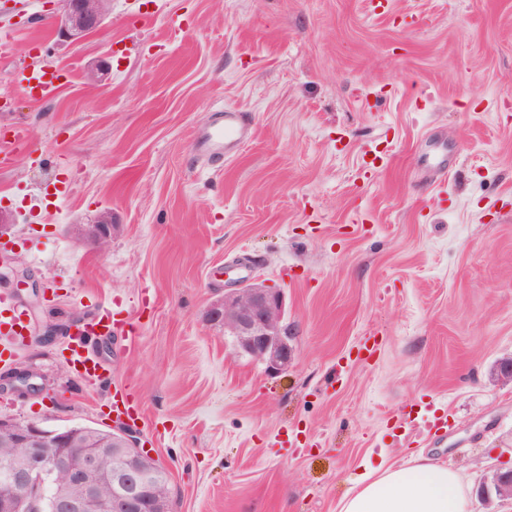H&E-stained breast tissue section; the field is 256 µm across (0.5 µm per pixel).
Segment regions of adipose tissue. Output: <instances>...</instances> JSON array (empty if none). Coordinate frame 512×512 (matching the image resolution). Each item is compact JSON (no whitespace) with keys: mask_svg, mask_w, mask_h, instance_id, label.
<instances>
[{"mask_svg":"<svg viewBox=\"0 0 512 512\" xmlns=\"http://www.w3.org/2000/svg\"><path fill=\"white\" fill-rule=\"evenodd\" d=\"M339 512H471L458 472L418 453L381 460L339 503Z\"/></svg>","mask_w":512,"mask_h":512,"instance_id":"ef3b65f1","label":"adipose tissue"}]
</instances>
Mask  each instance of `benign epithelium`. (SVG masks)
Returning <instances> with one entry per match:
<instances>
[{"mask_svg":"<svg viewBox=\"0 0 512 512\" xmlns=\"http://www.w3.org/2000/svg\"><path fill=\"white\" fill-rule=\"evenodd\" d=\"M63 13L56 21L59 36L71 42L100 32L105 20L107 0H62ZM112 213L99 214L87 231L91 242L112 240ZM14 282L30 289L27 307L46 300L45 292L34 280H23L18 257L0 252V285ZM285 295L282 289L263 282L249 283L243 278L224 283V298L212 304L207 321L234 337L235 353L265 366L270 374L288 369L295 356L292 337L282 325ZM39 373L31 365L15 367L0 377V392L36 395ZM21 466H1L0 482L22 490L11 499L0 501V512H38L41 505L34 498L36 489L46 483H72L80 487L77 495L60 494L50 504L51 512H167L163 500L147 478L148 469L141 458L131 452L139 448L132 432L112 430V447L99 448L73 428L49 429L27 422L12 431ZM112 457L117 465L103 471V460ZM110 493L102 494L103 487ZM499 496H512V469L500 472L492 481Z\"/></svg>","mask_w":512,"mask_h":512,"instance_id":"1","label":"benign epithelium"}]
</instances>
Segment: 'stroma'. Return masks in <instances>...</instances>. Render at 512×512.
<instances>
[{
	"mask_svg": "<svg viewBox=\"0 0 512 512\" xmlns=\"http://www.w3.org/2000/svg\"><path fill=\"white\" fill-rule=\"evenodd\" d=\"M61 0L0 16V237L47 299L40 325L121 305L76 377L65 336L23 342L43 391L0 418L129 428L169 474L171 512H337L381 458L460 474L472 512L512 466V0H112L73 44ZM65 69L26 96L35 60ZM108 62L92 85L89 64ZM239 112L228 154L197 131ZM111 211L106 250L78 228ZM282 288L296 358L267 373L206 311L226 265ZM46 73L47 72H36V75L32 76L31 79L35 80L36 83L30 88L35 90L37 93L36 95H31L32 97L48 99L54 97L57 94L63 80L65 79V73L63 71H56L52 72L51 77H44V74ZM31 79L29 74L23 75L21 79L20 84L26 92H28V86Z\"/></svg>",
	"mask_w": 512,
	"mask_h": 512,
	"instance_id": "stroma-1",
	"label": "stroma"
}]
</instances>
